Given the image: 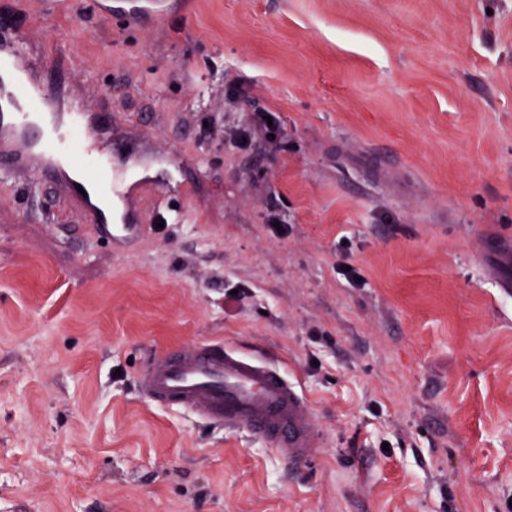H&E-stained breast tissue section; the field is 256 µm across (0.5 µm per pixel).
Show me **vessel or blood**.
<instances>
[{
	"label": "vessel or blood",
	"mask_w": 512,
	"mask_h": 512,
	"mask_svg": "<svg viewBox=\"0 0 512 512\" xmlns=\"http://www.w3.org/2000/svg\"><path fill=\"white\" fill-rule=\"evenodd\" d=\"M54 94L18 41L0 42V158L33 175L53 174L96 199L120 186L102 153L105 117L56 112ZM87 203L91 222L105 215ZM152 400L184 408L212 425L247 429L291 462L308 459L320 437L309 399L281 370L234 347L212 344L154 358L140 380Z\"/></svg>",
	"instance_id": "vessel-or-blood-1"
}]
</instances>
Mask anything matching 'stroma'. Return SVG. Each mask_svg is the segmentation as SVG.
Masks as SVG:
<instances>
[{
    "label": "stroma",
    "instance_id": "stroma-1",
    "mask_svg": "<svg viewBox=\"0 0 512 512\" xmlns=\"http://www.w3.org/2000/svg\"><path fill=\"white\" fill-rule=\"evenodd\" d=\"M96 2L0 0L146 226L0 172V512H512V0ZM259 110L277 140L225 137ZM218 342L310 399L307 463L142 393Z\"/></svg>",
    "mask_w": 512,
    "mask_h": 512
}]
</instances>
